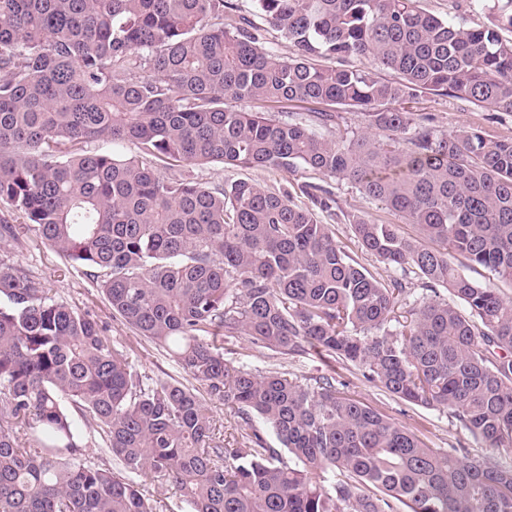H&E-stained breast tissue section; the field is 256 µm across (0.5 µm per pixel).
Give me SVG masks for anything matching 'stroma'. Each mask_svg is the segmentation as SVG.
I'll return each mask as SVG.
<instances>
[{"label":"stroma","mask_w":512,"mask_h":512,"mask_svg":"<svg viewBox=\"0 0 512 512\" xmlns=\"http://www.w3.org/2000/svg\"><path fill=\"white\" fill-rule=\"evenodd\" d=\"M418 115L433 117L438 129L451 132L463 125L481 127L489 137H512V114L479 109L470 103L446 96L428 94L414 104ZM170 176L189 175L210 186H221L241 177H248L261 185L276 190L297 191L303 182H322L336 201L338 216L334 222L336 238L345 250L371 271H383L384 266L375 261L358 244L348 223L347 214L363 211L379 222L398 223V216L384 209L381 204L365 200L351 185L320 180L318 175L307 172L289 174L282 171L254 168L245 171L227 169L218 164L178 166L169 171ZM19 264L38 278L50 296L65 301L81 312L91 315L101 326L104 336L117 346L126 347L137 370L151 377H165L188 383L186 373L164 352L134 331L127 328L112 309L100 288L82 270L72 267L35 231L23 229L19 242H0V259ZM224 357L233 366L254 373L279 370L304 378L324 375L335 376L343 382L345 392L414 430L432 448H465L479 455L483 449L447 411L432 407L412 405L390 396L374 383L367 381L361 372L339 360H332L317 351L309 350L296 355H282L251 343L240 337L224 345Z\"/></svg>","instance_id":"stroma-1"}]
</instances>
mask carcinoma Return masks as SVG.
Listing matches in <instances>:
<instances>
[{
  "mask_svg": "<svg viewBox=\"0 0 512 512\" xmlns=\"http://www.w3.org/2000/svg\"><path fill=\"white\" fill-rule=\"evenodd\" d=\"M251 2L293 56L228 0H0V240L25 219L238 419L217 437L194 389L139 373L93 318L0 259V512H157L146 492L169 483L189 512H512V462L499 461L512 455V297L498 287L512 284V137L448 133L412 112L430 93L512 113V0H470L491 27L419 0ZM250 100L321 108L307 124L235 106ZM347 108L364 125L337 137ZM176 163L308 168L352 185L414 229L359 211L361 247L416 270L427 294L391 325L408 281L344 251L319 216H335L321 186L299 187L309 208L245 179L162 174ZM238 336L337 357L448 411L489 454L430 448L333 376L239 370L224 359ZM71 408L119 471L83 457Z\"/></svg>",
  "mask_w": 512,
  "mask_h": 512,
  "instance_id": "cac0c4a2",
  "label": "carcinoma"
}]
</instances>
